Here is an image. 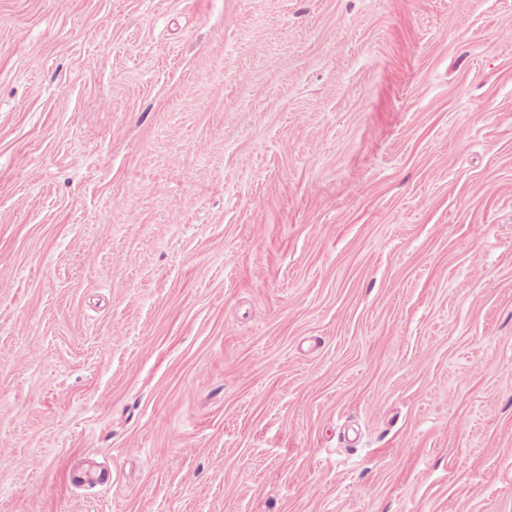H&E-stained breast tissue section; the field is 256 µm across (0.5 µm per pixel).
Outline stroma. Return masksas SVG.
Returning a JSON list of instances; mask_svg holds the SVG:
<instances>
[{
	"label": "stroma",
	"mask_w": 512,
	"mask_h": 512,
	"mask_svg": "<svg viewBox=\"0 0 512 512\" xmlns=\"http://www.w3.org/2000/svg\"><path fill=\"white\" fill-rule=\"evenodd\" d=\"M510 25L0 0V512H512Z\"/></svg>",
	"instance_id": "obj_1"
}]
</instances>
